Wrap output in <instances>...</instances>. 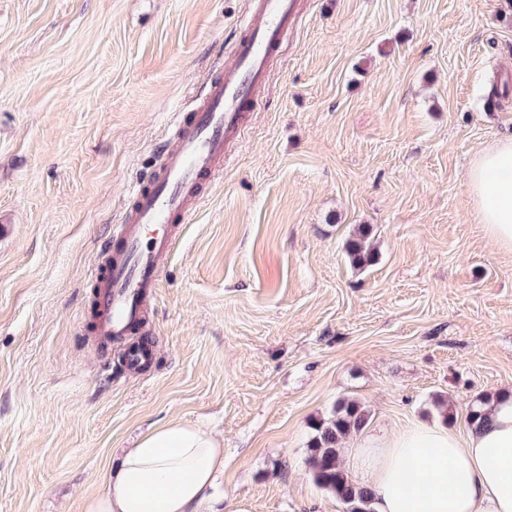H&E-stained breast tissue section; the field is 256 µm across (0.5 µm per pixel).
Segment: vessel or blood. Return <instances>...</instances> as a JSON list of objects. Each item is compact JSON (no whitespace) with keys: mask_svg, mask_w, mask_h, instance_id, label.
Segmentation results:
<instances>
[{"mask_svg":"<svg viewBox=\"0 0 512 512\" xmlns=\"http://www.w3.org/2000/svg\"><path fill=\"white\" fill-rule=\"evenodd\" d=\"M301 17L300 0H252L247 35L238 40L232 65L207 82L192 114L178 115L176 147L166 152L162 170L149 184L132 189L120 226L122 247L104 250L105 262L95 271L101 314L94 330L100 338L126 336L139 327L144 301L160 279V259L174 245L173 217L200 205L202 182L215 179L226 147L244 130L272 54ZM123 359L130 368L144 367L153 348L144 341L131 343Z\"/></svg>","mask_w":512,"mask_h":512,"instance_id":"b4317fda","label":"vessel or blood"}]
</instances>
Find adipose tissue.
<instances>
[{"instance_id":"adipose-tissue-1","label":"adipose tissue","mask_w":512,"mask_h":512,"mask_svg":"<svg viewBox=\"0 0 512 512\" xmlns=\"http://www.w3.org/2000/svg\"><path fill=\"white\" fill-rule=\"evenodd\" d=\"M467 183L480 222L512 252V138L479 150ZM488 411L486 426L464 437L418 424L365 440L352 466L376 512H512V398ZM223 468L213 435L171 421L125 451L84 512H196Z\"/></svg>"}]
</instances>
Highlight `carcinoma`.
Masks as SVG:
<instances>
[{
  "label": "carcinoma",
  "mask_w": 512,
  "mask_h": 512,
  "mask_svg": "<svg viewBox=\"0 0 512 512\" xmlns=\"http://www.w3.org/2000/svg\"><path fill=\"white\" fill-rule=\"evenodd\" d=\"M346 252L355 268L371 264L375 250L369 242V229H358V235L347 243ZM497 399L496 393L476 398L466 417L468 426L472 429L481 426L486 418V406ZM370 419V411L363 403L343 397L336 401L328 417L314 425L307 463L314 482L344 505L343 512H374L373 492L354 483L341 462L342 443L364 431Z\"/></svg>",
  "instance_id": "cac0c4a2"
}]
</instances>
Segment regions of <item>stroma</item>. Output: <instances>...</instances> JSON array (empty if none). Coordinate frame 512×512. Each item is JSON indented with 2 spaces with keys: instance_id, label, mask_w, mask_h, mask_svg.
Wrapping results in <instances>:
<instances>
[{
  "instance_id": "35a3bbf8",
  "label": "stroma",
  "mask_w": 512,
  "mask_h": 512,
  "mask_svg": "<svg viewBox=\"0 0 512 512\" xmlns=\"http://www.w3.org/2000/svg\"><path fill=\"white\" fill-rule=\"evenodd\" d=\"M146 305L155 358L86 329L100 245L233 62L248 0H0V512H83L177 420L224 448L201 512H342L312 477L341 397L362 437L512 392V254L474 216L512 136V0H303ZM370 230L376 261L344 250ZM153 348L145 341H138L129 344L124 351V363L133 369L141 368L153 359Z\"/></svg>"
}]
</instances>
